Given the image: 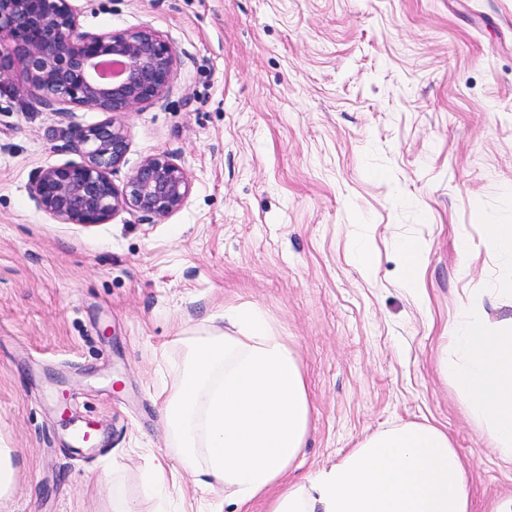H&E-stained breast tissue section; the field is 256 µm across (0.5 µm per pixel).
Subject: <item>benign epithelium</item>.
Wrapping results in <instances>:
<instances>
[{
    "label": "benign epithelium",
    "instance_id": "benign-epithelium-1",
    "mask_svg": "<svg viewBox=\"0 0 512 512\" xmlns=\"http://www.w3.org/2000/svg\"><path fill=\"white\" fill-rule=\"evenodd\" d=\"M114 63L120 74L106 75ZM175 66L174 48L150 26L85 31L69 0H0V80H19L59 111L133 112L170 90ZM76 140L84 163L46 169L32 187L37 205L60 222L103 224L121 210L162 217L187 199L188 177L167 154L143 160L122 185L112 182L129 146L114 121L80 129Z\"/></svg>",
    "mask_w": 512,
    "mask_h": 512
}]
</instances>
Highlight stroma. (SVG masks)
<instances>
[{
    "label": "stroma",
    "mask_w": 512,
    "mask_h": 512,
    "mask_svg": "<svg viewBox=\"0 0 512 512\" xmlns=\"http://www.w3.org/2000/svg\"><path fill=\"white\" fill-rule=\"evenodd\" d=\"M84 30L151 26L176 51L158 102L121 116L111 179L172 155L180 209L64 224L30 187L83 163L56 112L0 83V512H157L143 480L176 457L160 388L226 309L265 311L311 402L297 475L398 423L447 433L472 512L512 493V463L437 370L475 288L512 276L486 227L512 224V0H71ZM424 249L401 288V239ZM366 251L364 268L354 259ZM99 425L89 458L68 446ZM109 473V485L97 478ZM13 449L0 448V497L9 492L14 484Z\"/></svg>",
    "instance_id": "35a3bbf8"
}]
</instances>
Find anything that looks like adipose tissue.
I'll return each mask as SVG.
<instances>
[{"label":"adipose tissue","mask_w":512,"mask_h":512,"mask_svg":"<svg viewBox=\"0 0 512 512\" xmlns=\"http://www.w3.org/2000/svg\"><path fill=\"white\" fill-rule=\"evenodd\" d=\"M506 296L512 279L474 289L448 328L439 370L486 443L512 463V317L490 320L485 307ZM224 320L226 329L191 340L180 383L164 399L180 468L153 464L150 492L165 498L186 474L201 489L223 487L233 512L264 496L268 512H472L462 461L430 424L373 433L330 467L293 476L311 412L298 354L257 307Z\"/></svg>","instance_id":"obj_1"}]
</instances>
